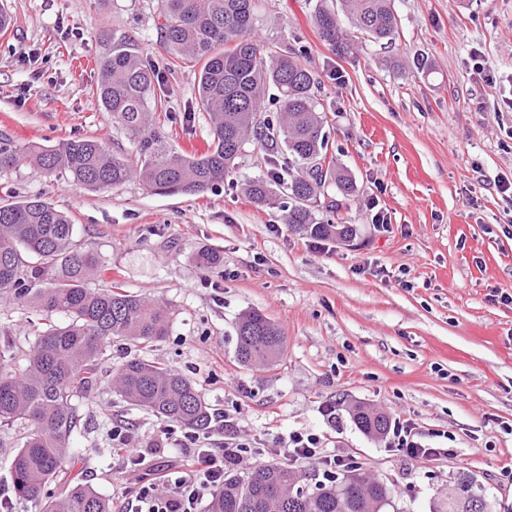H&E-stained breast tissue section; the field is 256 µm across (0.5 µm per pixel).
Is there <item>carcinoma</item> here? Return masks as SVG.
<instances>
[{"label":"carcinoma","instance_id":"carcinoma-1","mask_svg":"<svg viewBox=\"0 0 512 512\" xmlns=\"http://www.w3.org/2000/svg\"><path fill=\"white\" fill-rule=\"evenodd\" d=\"M256 0H158L155 27L166 52L164 67L197 69L200 109L208 117L210 143L201 155L169 144L155 121L164 109L157 95L160 68L144 61L138 45L112 38L98 61L97 104L133 144L116 154L93 137H74L55 146H20L0 135V177L29 163L47 176L75 187L101 190L131 179L163 195L202 196L226 181L246 146L279 164L273 179L256 178L246 194L258 207L288 200L287 223L316 239L350 238L349 224H322L315 208L330 183L342 198L355 192L350 176L328 158L330 131L319 110L318 82L300 60L305 50L288 52L253 36ZM320 0L314 22L323 43L338 56L349 34L337 18L377 42L394 39L399 18L393 0ZM279 110L266 111L269 88ZM203 269L221 262L205 249L194 256ZM110 270L95 252L75 240L71 218L40 197L0 203V296L41 312L44 329L16 366L15 344L0 341V427L22 431L11 463L12 490L38 512H112V501L89 485H71L64 462L71 440L88 429L83 398L102 384L101 361L114 342H160L169 335L173 312L117 282L103 288L90 281ZM236 359L243 366L269 365L284 352L285 338L264 314L252 311L236 326ZM128 404L185 431L210 429L213 413L189 378L144 357H132L110 380ZM354 424L371 436L386 434L385 414L364 405L348 408ZM56 482L57 496L44 495ZM483 500L462 480L443 494L438 512H471ZM389 491L367 471L349 489L340 477L308 486L288 463L227 472L210 493L207 512H381Z\"/></svg>","mask_w":512,"mask_h":512}]
</instances>
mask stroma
I'll return each instance as SVG.
<instances>
[{"mask_svg": "<svg viewBox=\"0 0 512 512\" xmlns=\"http://www.w3.org/2000/svg\"><path fill=\"white\" fill-rule=\"evenodd\" d=\"M14 18L0 34V134L17 144L55 146L76 136L130 151L98 108L97 60L127 36L160 63L153 25L158 0H0ZM316 0H257V33L305 47L328 114L333 156L356 185L322 222L353 225L351 243L314 246L279 205L256 207L242 192L266 176L248 150L230 182L204 196L161 195L137 181L88 191L21 165L8 177L20 196H39L70 215L82 247L98 251L112 277L162 301L175 316L169 336L148 349L109 348L103 368L145 355L193 379L215 410H232L261 454L295 431L357 459L390 492L386 512H435L442 491L463 479L483 491L486 512H512V0H394L393 45L355 41L332 53L314 25ZM171 117L164 130L180 151L201 153L209 128L193 69L165 73ZM380 210L387 223L372 222ZM219 252L221 269L193 261ZM256 310L286 337L273 364L235 358L236 324ZM43 326L32 308L5 304L0 335L28 349ZM410 420L435 456L409 458L387 438L362 433L344 402ZM336 407L328 421L324 405ZM89 431L65 469L125 512L134 489L187 456L180 430L133 409L108 388L85 400ZM132 425L145 450L125 471L108 431ZM452 456H442L445 448Z\"/></svg>", "mask_w": 512, "mask_h": 512, "instance_id": "35a3bbf8", "label": "stroma"}]
</instances>
